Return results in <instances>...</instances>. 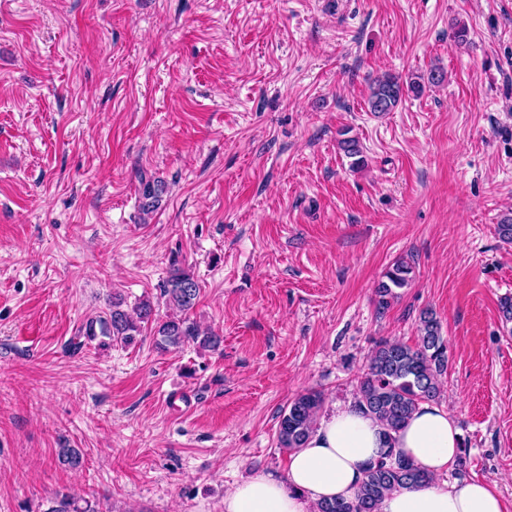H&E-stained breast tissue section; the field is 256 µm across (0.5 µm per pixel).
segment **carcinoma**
Instances as JSON below:
<instances>
[{"mask_svg": "<svg viewBox=\"0 0 512 512\" xmlns=\"http://www.w3.org/2000/svg\"><path fill=\"white\" fill-rule=\"evenodd\" d=\"M424 88L425 85L418 81H411L405 86L394 76L378 77L370 85L368 109L376 114L390 112L397 106L404 90L420 94ZM340 149L353 159L352 165L364 163L358 140L344 138L340 141ZM164 192L165 186L160 180L143 182L142 211H153ZM412 272V265L402 261L385 273V280L376 288L378 310L385 311L390 300L397 297V290L408 286ZM199 293L200 287L194 275L176 268L167 280L163 294L178 314L157 322L150 301H139L131 313L125 308L123 298L114 297L103 314L87 322L85 336L90 341H98V346L103 349L112 347L114 343L130 345L141 335L145 325L153 323L157 345L162 350L177 348L190 340L216 350L221 345V337L201 329L188 316ZM419 331V341L413 346L399 340L376 342L369 356L368 368L358 380L355 406L384 426L387 448L377 461L368 465L354 499L323 502L317 506V512H377L379 504L391 492L430 483L427 473L392 448L393 434L419 406L437 403L442 395L441 376L448 369V347L433 312L422 313ZM323 403V394L316 389H309L288 403L279 415L280 447L291 451L305 445L316 429ZM57 458L71 469L84 466V456L78 448H60ZM44 512H99V503L70 493H57Z\"/></svg>", "mask_w": 512, "mask_h": 512, "instance_id": "1", "label": "carcinoma"}]
</instances>
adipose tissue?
Returning <instances> with one entry per match:
<instances>
[{"mask_svg":"<svg viewBox=\"0 0 512 512\" xmlns=\"http://www.w3.org/2000/svg\"><path fill=\"white\" fill-rule=\"evenodd\" d=\"M383 432L376 419L353 406L327 412L305 446L290 452L285 475L258 471L236 483L224 495V512H313L317 503L354 498L368 464L381 455ZM460 447L448 409L420 405L396 433L394 448L433 481L393 491L378 512H512L496 481L447 483Z\"/></svg>","mask_w":512,"mask_h":512,"instance_id":"obj_1","label":"adipose tissue"}]
</instances>
